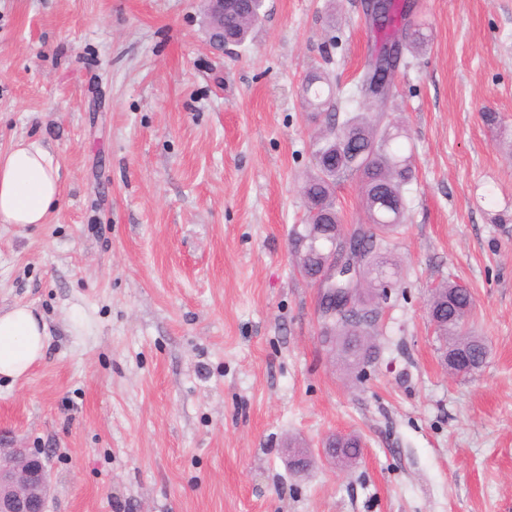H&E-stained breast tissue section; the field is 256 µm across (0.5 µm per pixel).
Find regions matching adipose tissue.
Wrapping results in <instances>:
<instances>
[{"instance_id": "adipose-tissue-1", "label": "adipose tissue", "mask_w": 512, "mask_h": 512, "mask_svg": "<svg viewBox=\"0 0 512 512\" xmlns=\"http://www.w3.org/2000/svg\"><path fill=\"white\" fill-rule=\"evenodd\" d=\"M59 164L25 138L0 152V224H44L58 208ZM46 325L25 305L0 311V378L15 381L44 358Z\"/></svg>"}]
</instances>
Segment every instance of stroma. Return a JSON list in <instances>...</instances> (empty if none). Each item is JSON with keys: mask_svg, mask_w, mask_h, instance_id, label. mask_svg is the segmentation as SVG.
Masks as SVG:
<instances>
[{"mask_svg": "<svg viewBox=\"0 0 512 512\" xmlns=\"http://www.w3.org/2000/svg\"><path fill=\"white\" fill-rule=\"evenodd\" d=\"M364 10L265 0L229 56L201 0H0V151L60 165L48 223L0 224V308L48 333L0 382V436L50 452L51 512H512V0H413L429 42L388 112L409 221L359 381L289 232L323 125L300 89L327 70L344 112ZM447 279L489 348L471 378L427 315ZM336 433L356 464L321 456ZM336 441V447L331 448L328 444L323 446L322 454L325 457L334 459L336 458V448H341V453L344 456V460L342 465L350 464L354 458L360 455V448L362 447V441L359 436L355 434L348 435H340L336 434V437H333Z\"/></svg>", "mask_w": 512, "mask_h": 512, "instance_id": "stroma-1", "label": "stroma"}]
</instances>
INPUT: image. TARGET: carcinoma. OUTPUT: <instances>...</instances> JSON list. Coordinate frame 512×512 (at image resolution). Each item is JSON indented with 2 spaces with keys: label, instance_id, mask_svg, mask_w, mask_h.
<instances>
[{
  "label": "carcinoma",
  "instance_id": "cac0c4a2",
  "mask_svg": "<svg viewBox=\"0 0 512 512\" xmlns=\"http://www.w3.org/2000/svg\"><path fill=\"white\" fill-rule=\"evenodd\" d=\"M259 9L254 0H235L224 8V31L216 33L230 45H241L249 37ZM384 24L377 30L383 48L398 46L405 55L427 42L420 24L411 19V11L403 0H386L383 5ZM328 83L322 74H311L302 86L308 108L315 112L332 107L331 97H323L321 85ZM371 89L369 68H364L349 102L356 104L345 118H331L325 133L317 138L316 171L306 178L302 198L306 211L305 223L293 227L290 239L296 243L313 236V241L296 252L298 270L309 272L336 250V287L353 289L354 309L336 311L325 319L324 341L336 344V355L344 367L361 373L378 356L374 343L378 335L379 288L384 279H392L398 271L391 258L388 239L406 221L405 188L414 178L412 157L403 153L398 143L401 127L384 121V113L368 111L365 94ZM352 177L361 186V202L367 222L355 228L361 253L346 249L347 236L340 212L335 205L336 183ZM358 266L359 275L349 280L342 274L350 265ZM473 308L470 291L452 282L441 283L427 302V312L440 318L436 333L446 342L447 350L459 346L468 348L474 357L488 354L481 337L468 330V317ZM336 447L349 464L360 454L362 441L355 434L336 435Z\"/></svg>",
  "mask_w": 512,
  "mask_h": 512
}]
</instances>
